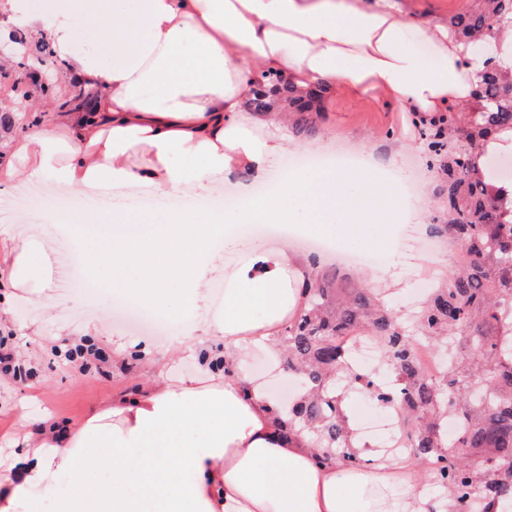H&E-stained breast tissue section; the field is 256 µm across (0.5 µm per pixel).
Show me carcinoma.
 I'll list each match as a JSON object with an SVG mask.
<instances>
[{"instance_id":"1","label":"carcinoma","mask_w":512,"mask_h":512,"mask_svg":"<svg viewBox=\"0 0 512 512\" xmlns=\"http://www.w3.org/2000/svg\"><path fill=\"white\" fill-rule=\"evenodd\" d=\"M485 7L456 13L451 31L465 40L485 38L512 17V0H482ZM480 112L450 109L416 118L426 164L445 179L429 233L452 240L455 273L430 290L405 331L395 306L370 288H347L337 273L318 270L305 288L303 312L284 329L287 368L306 396L278 404L280 427L306 433L328 459L355 464L347 416L336 393L356 389L377 406H396L406 449L453 512H502L512 507V220L475 172L471 150L502 126H512V69L483 68ZM294 132H320L303 106L290 112ZM359 329L376 344L396 380L385 390L378 373L356 366L340 341ZM448 357L447 368L426 375L418 345Z\"/></svg>"}]
</instances>
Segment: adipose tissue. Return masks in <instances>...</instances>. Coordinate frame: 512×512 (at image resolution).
Listing matches in <instances>:
<instances>
[{
    "label": "adipose tissue",
    "mask_w": 512,
    "mask_h": 512,
    "mask_svg": "<svg viewBox=\"0 0 512 512\" xmlns=\"http://www.w3.org/2000/svg\"><path fill=\"white\" fill-rule=\"evenodd\" d=\"M1 12L46 38L52 66L89 100L63 109L33 97L24 131L5 144L0 194L49 176L68 193L141 188L170 199L157 223L125 209L60 221L111 226L105 248L78 260L122 283L126 297L177 312L183 334L137 394L78 423L47 415L37 432L17 431L20 451L0 468V512H27L41 493L52 512H448L405 458L324 463L305 435L281 431L267 387L319 259L285 245L251 251L218 306L206 283L221 248L236 246L237 225L291 224L392 253L396 224L428 208L402 195L395 150L283 168L294 148L288 103L271 91L267 110L255 111L257 88L277 77L303 99L324 87L419 115L477 112L475 50L447 25L415 23L400 0H43L35 9L0 0ZM226 182L232 207H189ZM0 250L7 287L49 278V249L33 236L0 229ZM258 349L269 373H244ZM187 351L197 377L171 378L166 364ZM62 474L70 486L59 493Z\"/></svg>",
    "instance_id": "obj_1"
}]
</instances>
